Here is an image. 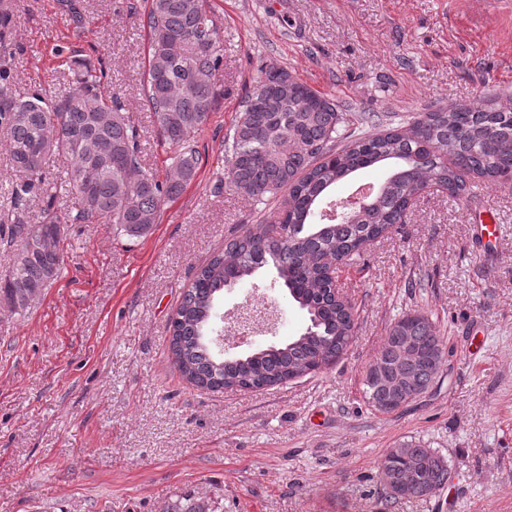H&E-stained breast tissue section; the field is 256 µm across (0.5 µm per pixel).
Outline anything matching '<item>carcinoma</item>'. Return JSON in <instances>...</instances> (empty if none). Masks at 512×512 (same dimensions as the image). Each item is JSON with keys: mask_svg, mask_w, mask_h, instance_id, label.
<instances>
[{"mask_svg": "<svg viewBox=\"0 0 512 512\" xmlns=\"http://www.w3.org/2000/svg\"><path fill=\"white\" fill-rule=\"evenodd\" d=\"M10 3L0 0V39L12 27ZM145 25L143 106L159 127L161 144L175 150L165 174L142 166L140 133L121 100L101 91L104 72L73 57L72 87L48 100L36 93L16 97L9 75L0 72V131L16 173L14 218L0 225V240L19 243L12 268L0 282V301L19 312L57 280L64 265L66 224L115 225L130 239L151 232L165 202L196 176L195 135L215 102L213 77L223 63L220 37L204 0H150ZM348 141L341 149L334 144ZM227 179L258 200L283 195L272 223L255 224L229 240L202 265L170 318V352L182 378L200 389H263L285 384L336 362L353 340L354 309L336 300L332 282L318 264L360 254L364 242L401 223L409 202L432 185L456 196L477 174L490 183L512 180V106L483 97L471 104L422 112L411 123L376 135L354 137L336 103L286 70L262 71L255 92L238 113L226 141ZM67 164L66 182L78 197L69 213L56 207L45 158ZM374 167L388 174L379 191L345 223L320 211L329 191L351 175ZM41 196L43 218L26 221L30 197ZM271 265L288 296L306 311L309 325L291 341L225 358L206 339L219 296ZM395 344L409 347L399 354ZM396 384L383 387L365 373L367 403L380 413L399 408L412 386L428 388L443 356L435 324L406 313L388 329L379 352ZM379 475L394 480L404 499L422 497V484L439 488L448 462L432 448L407 442L390 449ZM170 512H213L186 499Z\"/></svg>", "mask_w": 512, "mask_h": 512, "instance_id": "cac0c4a2", "label": "carcinoma"}]
</instances>
